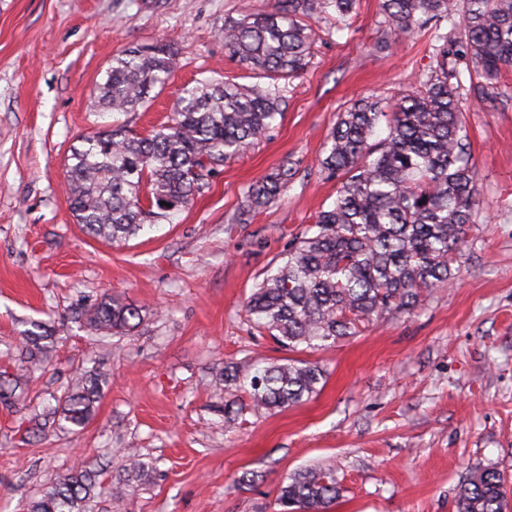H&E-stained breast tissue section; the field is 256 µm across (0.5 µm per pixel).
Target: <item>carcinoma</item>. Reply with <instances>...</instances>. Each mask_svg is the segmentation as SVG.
Returning <instances> with one entry per match:
<instances>
[{
	"instance_id": "1",
	"label": "carcinoma",
	"mask_w": 512,
	"mask_h": 512,
	"mask_svg": "<svg viewBox=\"0 0 512 512\" xmlns=\"http://www.w3.org/2000/svg\"><path fill=\"white\" fill-rule=\"evenodd\" d=\"M356 0H274L268 11L244 7L224 19V46L238 66L266 83L240 85L207 78L182 90L167 122L147 137L111 125L82 137L71 150L67 198L72 216L102 241L121 243L147 225L169 220L210 188L224 162L277 125L280 81L308 64L316 33L306 18L330 10L351 15ZM384 23L410 36L428 22L457 21L463 53L475 76L489 85L512 64V0H381ZM438 70L418 88L382 106L373 97L340 113L325 144L322 168L340 179L332 204L312 233L293 239L287 259L267 271L244 311L254 330L290 350L319 349L354 336L386 314L412 313L424 294L453 278L452 263L465 243L478 205L476 168L461 112V81L440 47ZM177 53L155 44L112 59L98 84L99 112L129 113L164 85ZM387 134L374 140L379 125ZM294 172L281 167L247 190L240 215L278 200ZM97 334L127 335L140 309L106 297L81 313ZM52 334L40 324L23 336L14 370L0 372V404L13 406L36 381ZM325 370L290 360L256 366L249 397L257 409L303 402L318 390ZM105 374L81 377L53 415L76 431L93 418ZM146 463L130 456L119 484L135 497ZM95 475L80 465L52 481L29 512H86ZM343 489L333 466L299 470L276 498L278 512H330ZM458 512H512V482L498 467L476 469L457 489Z\"/></svg>"
}]
</instances>
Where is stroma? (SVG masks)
Returning <instances> with one entry per match:
<instances>
[{"label": "stroma", "instance_id": "stroma-1", "mask_svg": "<svg viewBox=\"0 0 512 512\" xmlns=\"http://www.w3.org/2000/svg\"><path fill=\"white\" fill-rule=\"evenodd\" d=\"M273 0H0V366L32 324L58 341L15 407L0 406V512H27L76 463L98 473L91 512H275L289 474L335 464L344 488L331 512H457L456 489L495 463L512 476V65L486 101L466 100L479 205L461 266L413 314L392 313L334 346L288 350L253 330L243 303L314 224L339 182L320 162L340 112L362 96L389 100L437 66L444 22L391 40L380 0L348 20L314 15L313 56L283 81V117L225 162L208 191L169 223L117 245L89 238L65 192L73 145L110 123L145 136L184 87L206 77L245 83L224 47V19ZM163 42L178 64L147 107L96 112L92 90L114 56ZM288 166L286 194L241 218L249 185ZM118 295L141 321L99 341L80 313ZM306 360L326 377L307 401L254 409L242 386L218 391L225 363L253 375L255 356ZM109 377L93 420L71 432L29 418L54 408L84 370ZM239 409L224 421V404ZM147 471L134 500L117 488L129 454Z\"/></svg>", "mask_w": 512, "mask_h": 512}]
</instances>
